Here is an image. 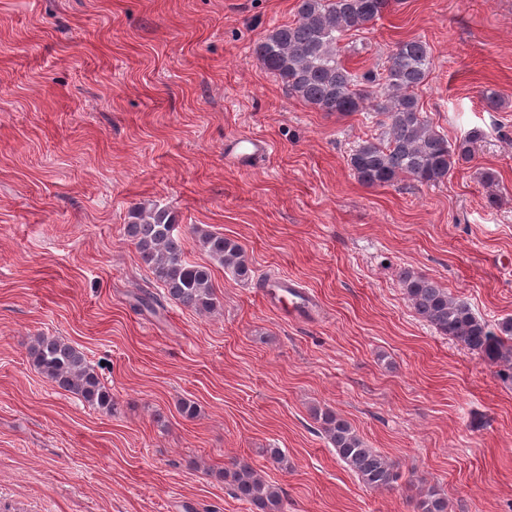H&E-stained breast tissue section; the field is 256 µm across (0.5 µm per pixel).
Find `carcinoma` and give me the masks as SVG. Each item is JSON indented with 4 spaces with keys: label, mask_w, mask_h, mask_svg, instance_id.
Returning <instances> with one entry per match:
<instances>
[{
    "label": "carcinoma",
    "mask_w": 512,
    "mask_h": 512,
    "mask_svg": "<svg viewBox=\"0 0 512 512\" xmlns=\"http://www.w3.org/2000/svg\"><path fill=\"white\" fill-rule=\"evenodd\" d=\"M394 0H298L296 18L275 25L255 43L253 55L267 72L280 78L288 94L321 111L375 117L382 132L362 140L350 154L349 165L367 187H384L402 176L425 185L448 180L461 162L473 156L471 132L452 144L430 122L420 106L418 91L431 71L428 43L411 38L392 50L387 65L357 74L347 66L340 42L352 32L369 29ZM172 211L156 203L130 208L125 233L165 297L206 315L218 302L209 267L185 258ZM199 243L209 256L238 277L251 269L240 244L219 233L204 232ZM415 313L491 365L497 376L512 383V318L497 329L478 317L464 301L451 297L430 278L404 270L399 275ZM29 361L58 388L80 396L90 405L112 412V393L75 346L56 336L33 338ZM325 437L339 459L369 489H389L400 474L395 464L369 448L351 424L335 413L315 412ZM234 497L250 512H285L282 490L269 483L249 462L235 460L219 471ZM420 512H448V500L429 488L421 493Z\"/></svg>",
    "instance_id": "1"
}]
</instances>
